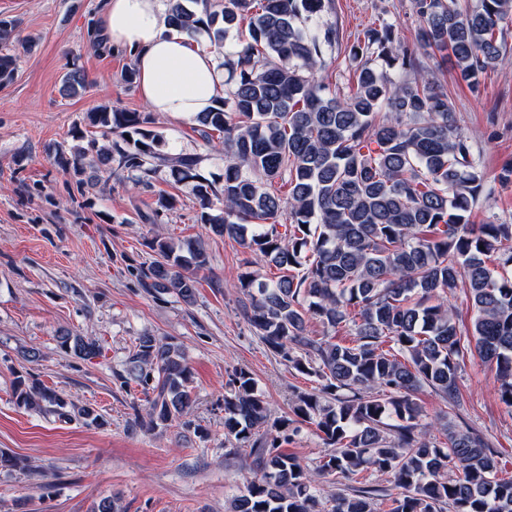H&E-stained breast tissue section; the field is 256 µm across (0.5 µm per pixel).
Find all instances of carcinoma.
<instances>
[{"mask_svg":"<svg viewBox=\"0 0 512 512\" xmlns=\"http://www.w3.org/2000/svg\"><path fill=\"white\" fill-rule=\"evenodd\" d=\"M332 2L167 0L176 32L205 33L216 47L246 24L224 51V94L193 118L206 148L223 146V173L206 176L200 152L165 150L151 113L112 106L87 112L71 143L51 145L49 157L82 195L118 174L150 188L165 172L191 187L199 222L213 234L240 240L283 271L269 281L239 276L243 315L271 352L320 387L297 396L295 419H273L251 373L233 371L225 455L249 449L254 476L231 512H323L317 477L326 474L357 483L350 495L336 488L331 512H376L382 490L368 484L370 471L392 478L389 512H512V479L498 477L487 439L444 424L439 445L414 400L427 387L460 406L458 368L476 355L495 366L500 400L512 408V224L469 222L484 174L448 93L421 66L422 56L438 53L478 86L488 66L512 61V0H411L414 42L397 44L392 23L367 28L347 48L357 81L346 94L323 75L339 40L326 19ZM31 49L17 21L0 14V86L14 80L18 53ZM87 84L72 68L61 92ZM178 204L162 190L139 218L157 224ZM150 248L158 258L136 270L141 287L193 303L197 272L209 263L204 243L155 237ZM461 282L472 311L467 333L447 302ZM311 318L331 335L307 336ZM348 320L353 340L335 341ZM60 346L83 359L99 354L82 336L63 335ZM115 377L148 396V421L136 413L134 424L177 422L207 436L187 419L191 372L177 345L138 337ZM13 396L25 408L44 399L70 418L67 402L31 376H16ZM296 421L315 425L333 446L314 470L281 451Z\"/></svg>","mask_w":512,"mask_h":512,"instance_id":"obj_1","label":"carcinoma"}]
</instances>
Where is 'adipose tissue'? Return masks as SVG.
<instances>
[{
	"label": "adipose tissue",
	"instance_id": "ef3b65f1",
	"mask_svg": "<svg viewBox=\"0 0 512 512\" xmlns=\"http://www.w3.org/2000/svg\"><path fill=\"white\" fill-rule=\"evenodd\" d=\"M100 23L113 49L132 55L151 111L190 119L223 93L218 53L174 31L165 0H105Z\"/></svg>",
	"mask_w": 512,
	"mask_h": 512
}]
</instances>
